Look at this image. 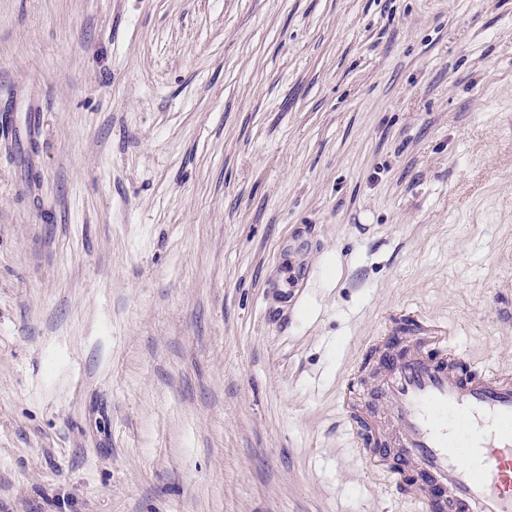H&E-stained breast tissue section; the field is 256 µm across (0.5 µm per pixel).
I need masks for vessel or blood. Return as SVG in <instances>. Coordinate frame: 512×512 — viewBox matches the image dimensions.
<instances>
[{"label": "vessel or blood", "instance_id": "obj_1", "mask_svg": "<svg viewBox=\"0 0 512 512\" xmlns=\"http://www.w3.org/2000/svg\"><path fill=\"white\" fill-rule=\"evenodd\" d=\"M374 389L390 447L446 491L447 512H512V372L460 363L451 337L399 344Z\"/></svg>", "mask_w": 512, "mask_h": 512}]
</instances>
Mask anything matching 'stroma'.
Segmentation results:
<instances>
[{"instance_id":"obj_1","label":"stroma","mask_w":512,"mask_h":512,"mask_svg":"<svg viewBox=\"0 0 512 512\" xmlns=\"http://www.w3.org/2000/svg\"><path fill=\"white\" fill-rule=\"evenodd\" d=\"M410 310L512 367V0H0V512H412Z\"/></svg>"}]
</instances>
